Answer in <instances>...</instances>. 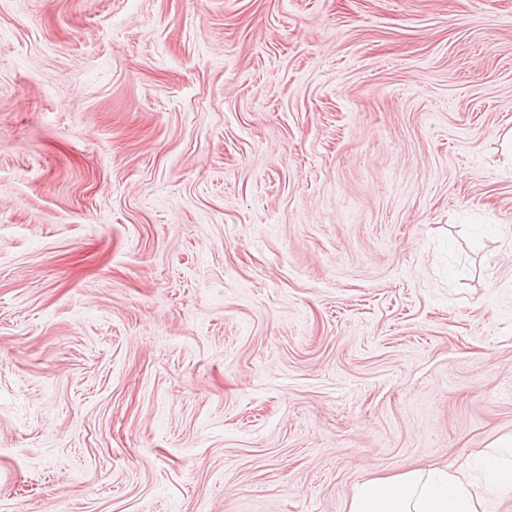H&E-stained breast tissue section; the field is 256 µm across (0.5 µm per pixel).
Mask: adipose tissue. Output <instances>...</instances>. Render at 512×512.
Segmentation results:
<instances>
[{
    "label": "adipose tissue",
    "mask_w": 512,
    "mask_h": 512,
    "mask_svg": "<svg viewBox=\"0 0 512 512\" xmlns=\"http://www.w3.org/2000/svg\"><path fill=\"white\" fill-rule=\"evenodd\" d=\"M484 493L465 472L410 468L375 476L357 486L348 512H486Z\"/></svg>",
    "instance_id": "obj_1"
}]
</instances>
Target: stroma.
Here are the masks:
<instances>
[{
    "label": "stroma",
    "instance_id": "stroma-1",
    "mask_svg": "<svg viewBox=\"0 0 512 512\" xmlns=\"http://www.w3.org/2000/svg\"><path fill=\"white\" fill-rule=\"evenodd\" d=\"M511 436L512 0H0V512Z\"/></svg>",
    "mask_w": 512,
    "mask_h": 512
}]
</instances>
